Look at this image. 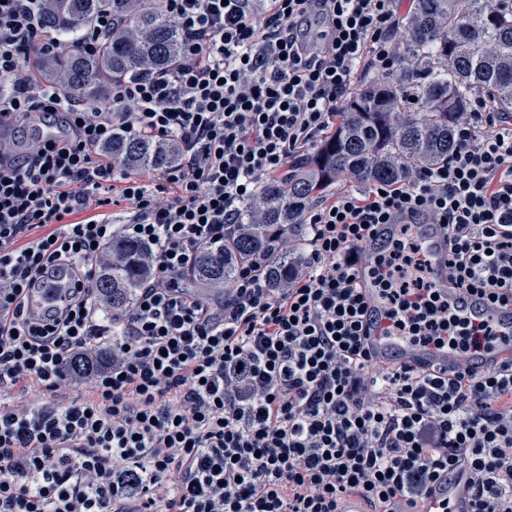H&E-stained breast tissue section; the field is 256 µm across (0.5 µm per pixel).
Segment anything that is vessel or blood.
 <instances>
[{"mask_svg": "<svg viewBox=\"0 0 512 512\" xmlns=\"http://www.w3.org/2000/svg\"><path fill=\"white\" fill-rule=\"evenodd\" d=\"M415 233L429 262L435 292L448 303H457L462 294L448 269V237L445 229L438 224H419L415 227ZM370 267V260H363L358 266V279L364 288L366 306L362 329L364 344L374 359L383 363L399 362L422 372L437 374L452 372L461 366L467 367L471 373L483 374L512 361V304L493 302L479 294L466 297V304H461L463 316L473 324L490 327L499 342L490 348H479L465 358L448 345H423L409 337L389 333L386 301L372 286ZM64 286L63 280L53 279L30 292V309L38 310L54 304ZM444 503L448 504L451 512H471L472 494L466 479L453 482L439 480L432 484L426 502L429 512H437Z\"/></svg>", "mask_w": 512, "mask_h": 512, "instance_id": "1", "label": "vessel or blood"}]
</instances>
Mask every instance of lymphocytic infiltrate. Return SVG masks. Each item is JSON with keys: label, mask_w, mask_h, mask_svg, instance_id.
Here are the masks:
<instances>
[{"label": "lymphocytic infiltrate", "mask_w": 512, "mask_h": 512, "mask_svg": "<svg viewBox=\"0 0 512 512\" xmlns=\"http://www.w3.org/2000/svg\"><path fill=\"white\" fill-rule=\"evenodd\" d=\"M402 0H162L184 37L175 66L114 82L85 107L28 57L125 33L111 10L77 41L43 30L53 0H0V126L58 127L16 152L0 138V512H417L466 478L473 512H512V363L481 375L375 365L356 264L388 327L469 356L491 329L439 301L413 227L442 225L460 289L512 301V113L476 95L446 163L308 204L306 235L270 287L261 263L184 288L201 248L245 236L243 206L333 132L363 73L407 51ZM179 147L159 182L112 156L116 130ZM123 202L121 218L108 208ZM394 225L384 241L374 228ZM138 242L123 315L94 284L112 241ZM71 286L33 312L47 274Z\"/></svg>", "instance_id": "1"}]
</instances>
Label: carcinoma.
<instances>
[{"label": "carcinoma", "mask_w": 512, "mask_h": 512, "mask_svg": "<svg viewBox=\"0 0 512 512\" xmlns=\"http://www.w3.org/2000/svg\"><path fill=\"white\" fill-rule=\"evenodd\" d=\"M108 7L133 34L102 44L94 56L71 49L31 59L34 70L50 82L64 80L82 101H102L112 82L136 77L144 68L169 69L181 50L183 36L168 23L159 0H55L41 23L80 37ZM476 92L492 97L499 111L512 112V0H468L465 11L459 0H416L399 73L359 83L336 135L306 155L296 174L263 185L260 214L249 207L240 213V223L252 225L251 232L222 249H202L186 286L211 288L255 260L263 262L270 281L284 280L288 255L280 241L288 233L301 236L304 209L312 198L345 173L368 187L399 182L413 168L448 159L456 115L469 111ZM405 93L416 98L413 106L403 102ZM112 157L139 169H161L177 160L162 143L123 132L112 140ZM112 251L122 260L95 287L111 295L112 309L120 313L141 281V245L117 238Z\"/></svg>", "instance_id": "cac0c4a2"}]
</instances>
